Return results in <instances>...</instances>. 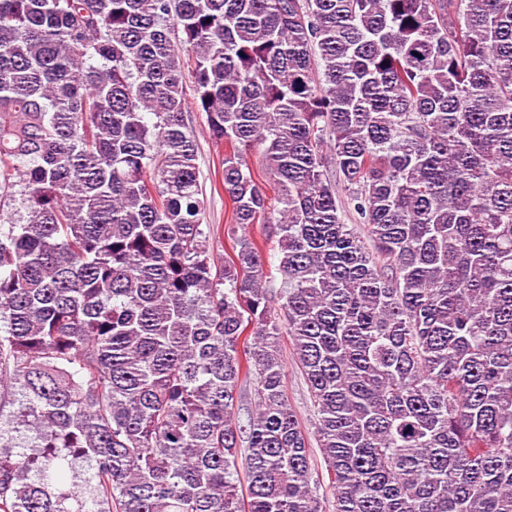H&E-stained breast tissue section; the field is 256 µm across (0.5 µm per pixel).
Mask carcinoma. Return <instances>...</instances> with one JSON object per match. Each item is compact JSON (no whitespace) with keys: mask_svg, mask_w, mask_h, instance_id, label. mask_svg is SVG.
<instances>
[{"mask_svg":"<svg viewBox=\"0 0 512 512\" xmlns=\"http://www.w3.org/2000/svg\"><path fill=\"white\" fill-rule=\"evenodd\" d=\"M285 332L333 512H512V0H0V512H324ZM188 121L195 131L199 146L197 163L201 171L200 184L207 201L204 223L214 224L219 228V238H216L214 244H217L218 256L222 257L224 251H229L227 233L233 225L227 224L229 213L227 208L225 214L224 189L218 177L214 176V172L218 173L221 169L224 148L216 146L211 140L205 114L193 110L188 113ZM276 345L285 364L284 389L288 401L295 409L302 425L309 433L314 431L315 416L311 408L306 385L292 361V349L288 335L277 336Z\"/></svg>","mask_w":512,"mask_h":512,"instance_id":"cac0c4a2","label":"carcinoma"}]
</instances>
